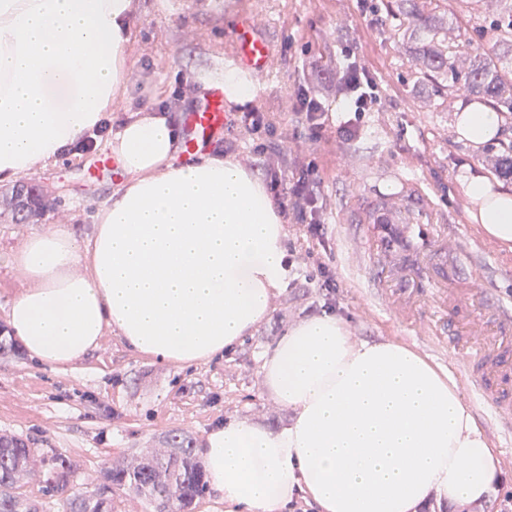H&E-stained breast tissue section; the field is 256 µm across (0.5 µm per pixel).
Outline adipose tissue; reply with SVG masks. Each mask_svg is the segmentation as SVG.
<instances>
[{
  "label": "adipose tissue",
  "mask_w": 512,
  "mask_h": 512,
  "mask_svg": "<svg viewBox=\"0 0 512 512\" xmlns=\"http://www.w3.org/2000/svg\"><path fill=\"white\" fill-rule=\"evenodd\" d=\"M132 0H0V180L57 162L112 111L130 79ZM459 139L487 142L499 113L460 103ZM167 115L142 108L109 147L127 174L86 244L53 225L13 261L26 288L8 320L29 355L62 367L115 329L134 353L191 366L253 334L288 277L285 230L239 162H175ZM478 221L512 242V189L468 182ZM270 396L292 413L272 431L231 419L199 450L228 512H419L480 505L502 460L446 369L396 341L352 336L333 314L287 330L262 356Z\"/></svg>",
  "instance_id": "adipose-tissue-1"
}]
</instances>
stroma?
<instances>
[{
    "mask_svg": "<svg viewBox=\"0 0 512 512\" xmlns=\"http://www.w3.org/2000/svg\"><path fill=\"white\" fill-rule=\"evenodd\" d=\"M499 8L500 0H483L480 15L452 19L446 0H414L410 7L401 0H133L132 72L113 116L168 105L171 119L181 123L219 66L230 65L237 22L251 18L274 57L272 69L252 80V105L287 133L289 151L311 149L320 157L324 230L313 234L307 225H286L293 262L288 283L269 316L224 356L190 367L161 363L133 354L111 330L92 352L62 368L40 364L23 349L1 352L0 434L21 437L35 448L36 474L23 492L38 501L40 512L62 510L59 498L41 493L54 456L71 462L74 485L92 490L113 461L163 447L172 433L199 443L231 418L272 430L287 426L291 414L266 391L260 360L272 342L310 316L334 313L355 338L396 341L450 368L451 349L427 346L378 299L374 275L359 252L361 213L380 177L388 174L426 196L421 223L441 215L449 230L468 232L477 206L467 201L465 179L481 175L498 182V155L512 145V125H503L496 142L460 141L454 105L466 91L443 87L409 43L425 40L423 21L433 17L445 22L441 40L458 46L461 33L478 36ZM349 49L376 83L377 102L365 114L359 135L341 136L331 120L318 142L293 137L299 89L315 88L331 116L348 109L347 100L336 95V83ZM455 63L467 68L469 52L459 48ZM109 154L100 145L83 148L29 175L48 202L43 215L17 223L10 212L0 213V340L10 302L26 285L14 255L30 235L54 224L87 241L99 203L126 180L122 172L95 176L99 160ZM320 263L339 283L329 298L311 281ZM447 276L457 288L470 282L477 288L512 289V245L490 248L481 264L449 260Z\"/></svg>",
    "mask_w": 512,
    "mask_h": 512,
    "instance_id": "stroma-1",
    "label": "stroma"
}]
</instances>
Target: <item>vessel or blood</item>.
Instances as JSON below:
<instances>
[{
  "label": "vessel or blood",
  "instance_id": "b4317fda",
  "mask_svg": "<svg viewBox=\"0 0 512 512\" xmlns=\"http://www.w3.org/2000/svg\"><path fill=\"white\" fill-rule=\"evenodd\" d=\"M234 60L251 75L263 74L274 62L268 42L245 18L238 22ZM182 123V154L188 161L224 135L227 114L221 82H212L185 112ZM419 207L415 195L406 189L375 195L364 215L369 227L364 258L377 274L378 295L387 309L433 340L439 323L470 305L474 289L451 288L439 282L426 298L415 288L392 289L390 281L408 278L415 266L433 255L443 262L456 253L481 257L486 244L478 224L468 236L449 234L444 224L417 234L412 215ZM490 294L491 301L482 311L468 315L461 334L450 337L449 342L459 370L469 374L474 394L490 404L501 436L508 441L512 439V292L494 288Z\"/></svg>",
  "mask_w": 512,
  "mask_h": 512
}]
</instances>
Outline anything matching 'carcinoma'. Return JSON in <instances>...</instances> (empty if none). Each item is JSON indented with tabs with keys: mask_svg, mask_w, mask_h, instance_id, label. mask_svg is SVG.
Returning <instances> with one entry per match:
<instances>
[{
	"mask_svg": "<svg viewBox=\"0 0 512 512\" xmlns=\"http://www.w3.org/2000/svg\"><path fill=\"white\" fill-rule=\"evenodd\" d=\"M496 40L512 41V3L489 23ZM431 45L425 51L427 65L448 77V87L459 85L489 102L512 123V81L504 78L483 43L463 35L461 46L471 53L470 66L461 71L454 58L457 50L436 38L435 28L425 24ZM34 449L20 439L0 437V512H39V505L23 498L19 489L30 474ZM71 464L55 457L42 493L60 497L62 512H112V491H121L145 503L152 512H192L207 491L206 469L194 453L192 440L171 435L164 448H149L130 460L105 470L103 482L92 491L69 486Z\"/></svg>",
	"mask_w": 512,
	"mask_h": 512,
	"instance_id": "cac0c4a2",
	"label": "carcinoma"
}]
</instances>
